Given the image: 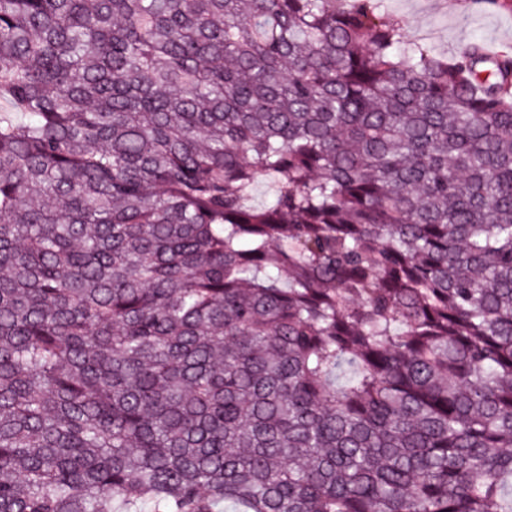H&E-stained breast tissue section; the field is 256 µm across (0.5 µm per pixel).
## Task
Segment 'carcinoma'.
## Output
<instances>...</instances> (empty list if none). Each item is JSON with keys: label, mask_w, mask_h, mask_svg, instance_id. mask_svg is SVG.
<instances>
[{"label": "carcinoma", "mask_w": 512, "mask_h": 512, "mask_svg": "<svg viewBox=\"0 0 512 512\" xmlns=\"http://www.w3.org/2000/svg\"><path fill=\"white\" fill-rule=\"evenodd\" d=\"M226 504L512 512V57L0 0V512Z\"/></svg>", "instance_id": "carcinoma-1"}]
</instances>
